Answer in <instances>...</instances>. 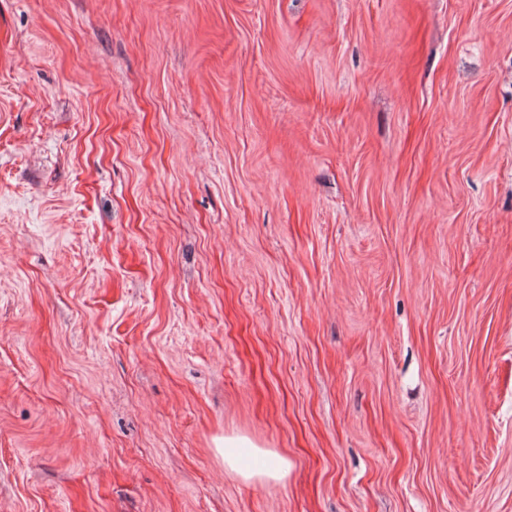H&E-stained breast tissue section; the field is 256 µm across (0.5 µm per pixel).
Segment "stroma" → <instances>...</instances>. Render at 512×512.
<instances>
[{"label":"stroma","mask_w":512,"mask_h":512,"mask_svg":"<svg viewBox=\"0 0 512 512\" xmlns=\"http://www.w3.org/2000/svg\"><path fill=\"white\" fill-rule=\"evenodd\" d=\"M0 512H512V0H0ZM246 440L241 438H225L224 468L236 477L250 480L253 478L280 482L288 475V460L271 452L257 451L251 455L261 456L262 460L255 465L245 462L242 448H246Z\"/></svg>","instance_id":"obj_1"}]
</instances>
